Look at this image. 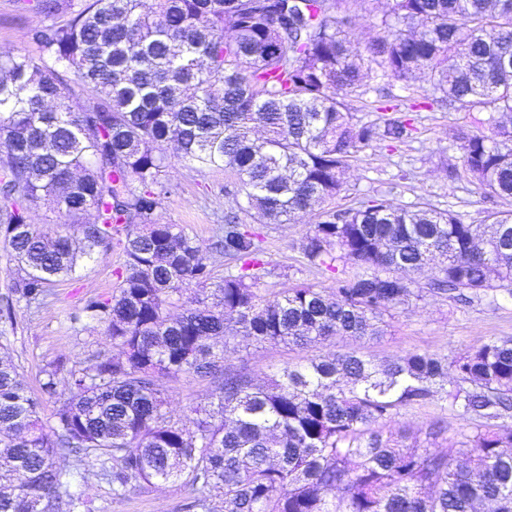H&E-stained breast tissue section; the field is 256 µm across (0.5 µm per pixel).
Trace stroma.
<instances>
[{
    "instance_id": "35a3bbf8",
    "label": "stroma",
    "mask_w": 512,
    "mask_h": 512,
    "mask_svg": "<svg viewBox=\"0 0 512 512\" xmlns=\"http://www.w3.org/2000/svg\"><path fill=\"white\" fill-rule=\"evenodd\" d=\"M28 20L18 0H0V55H38L37 45L25 35ZM421 85L418 79L406 88L398 82L371 80L344 95L354 123L377 121L373 105L381 102L404 110L415 130L405 142L392 146L377 140L363 149L346 170L345 189L333 201V208L384 196L407 207L425 202L438 210L450 208L469 224L482 223L487 210L512 209V200H490L477 193L462 166L458 135L481 129L484 113L411 107L409 99L419 95ZM164 179L169 194L156 212L157 222L182 225L201 244H209L214 226L223 223L225 211L233 204L224 193V171L179 163L166 170ZM240 218L264 236L275 266L274 275L258 282L261 293L302 283L332 292L334 275L310 268L299 249L301 239L318 220L316 213L305 214L293 224L267 223L253 210L241 212ZM122 260L120 246H113L108 254L82 263L76 274L58 283L41 305L16 303L13 330L0 334V354L12 358L31 389H38L47 365L63 359L74 366L89 361L92 354L104 348L103 326L88 321L74 325L70 319L80 312L88 297L111 299ZM419 283L418 297L384 315L377 336L362 340L337 336L304 349L273 343L258 345L240 336L229 345L224 368L246 370L255 382L263 384L281 368L313 355L354 352L389 359L399 354L428 352L451 357L492 337H512L511 294L498 292L493 306L483 302L464 306L445 295L429 292L427 278H420ZM161 384L176 421L190 415L193 407L207 404L212 392L209 381L186 375L162 378ZM436 420L446 425L436 443L443 450L460 447L477 426L475 420L459 416L449 402L435 400L401 407L378 429L391 447L399 448L410 444L414 437L423 436L427 426ZM59 463L86 473L87 479L80 488L91 499L93 512H183L182 506L191 496L188 487L175 482L116 497L111 485L98 477L96 463L75 454L62 456Z\"/></svg>"
}]
</instances>
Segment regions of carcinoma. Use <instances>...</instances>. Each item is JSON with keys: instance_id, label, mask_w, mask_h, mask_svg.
<instances>
[{"instance_id": "1", "label": "carcinoma", "mask_w": 512, "mask_h": 512, "mask_svg": "<svg viewBox=\"0 0 512 512\" xmlns=\"http://www.w3.org/2000/svg\"><path fill=\"white\" fill-rule=\"evenodd\" d=\"M355 2L20 0L37 18L27 37L39 56H0V243L16 263L0 303L12 320L13 301L43 303L54 283L118 243L117 292L88 299L83 318L103 325L121 356L49 365L41 392L63 398L49 427L41 398L0 359V512H92L74 473L57 466L67 450L97 462L115 497L182 482L193 492L188 512H512L511 337L451 360L317 355L266 385L224 372L214 342L373 336L428 270L433 292L493 306L494 291L512 295V210L486 211L481 246L474 225L425 203L380 197L324 210L300 243L307 265L360 268L336 278L329 296L309 286L257 294L270 261L233 211L207 247L155 221L163 173L189 162L229 174L238 210L242 197L268 223H294L344 191L363 148L414 130L395 106L357 125L342 94L367 78L407 83L417 73L422 98L488 113L487 131L459 134L462 164L484 197L512 199V0H393L362 53L347 39ZM71 75L91 91L78 104ZM40 202L81 248L31 222ZM88 212L94 221L81 222ZM214 253L237 271L215 278ZM191 284L198 293L171 317L172 298ZM179 374L210 378L221 422L171 419L160 378ZM443 397L480 422L464 468L453 467V449L433 447L436 425L404 448L376 429L402 406Z\"/></svg>"}]
</instances>
